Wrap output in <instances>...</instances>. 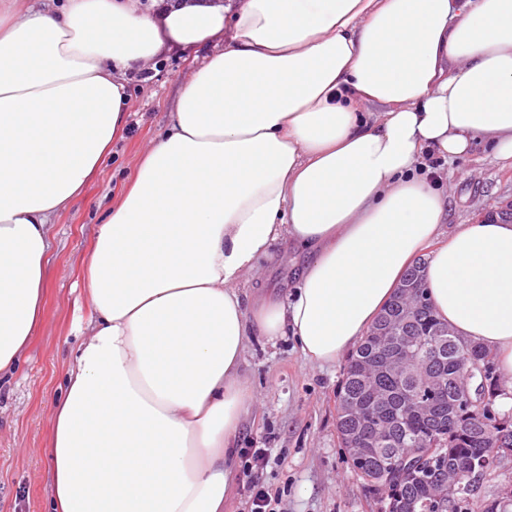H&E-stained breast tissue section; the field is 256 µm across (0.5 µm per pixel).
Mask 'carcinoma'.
Here are the masks:
<instances>
[{
	"label": "carcinoma",
	"mask_w": 512,
	"mask_h": 512,
	"mask_svg": "<svg viewBox=\"0 0 512 512\" xmlns=\"http://www.w3.org/2000/svg\"><path fill=\"white\" fill-rule=\"evenodd\" d=\"M426 265L407 270L345 364L336 429L353 473L385 492L384 512H472V492L512 456V414L495 409L506 386L493 354L435 315ZM507 502L511 480L485 512Z\"/></svg>",
	"instance_id": "carcinoma-1"
}]
</instances>
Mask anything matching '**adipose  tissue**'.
<instances>
[{"label":"adipose tissue","instance_id":"adipose-tissue-1","mask_svg":"<svg viewBox=\"0 0 512 512\" xmlns=\"http://www.w3.org/2000/svg\"><path fill=\"white\" fill-rule=\"evenodd\" d=\"M205 46L96 227L88 335L53 405L51 512H224L250 336L336 363L424 253L436 315L512 382V223L443 233L448 201L419 171L478 136L512 160V0L1 8L0 379L43 322L51 217L127 128L122 71ZM283 237L313 254L298 288L246 309L240 280Z\"/></svg>","mask_w":512,"mask_h":512}]
</instances>
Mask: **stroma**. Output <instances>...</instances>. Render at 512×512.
Returning <instances> with one entry per match:
<instances>
[{
	"label": "stroma",
	"instance_id": "obj_1",
	"mask_svg": "<svg viewBox=\"0 0 512 512\" xmlns=\"http://www.w3.org/2000/svg\"><path fill=\"white\" fill-rule=\"evenodd\" d=\"M203 58L200 51L174 49L128 74L127 133L113 141L111 157L82 196L50 222L44 321L24 362L0 386V512H48L53 401L84 340L89 313L81 282L84 261L97 224L167 124L182 82ZM440 171L448 194L444 232L512 203V166L484 141H477L470 156L444 161ZM272 253L258 277L242 279L243 292H252L257 282L281 294L295 288L309 253L284 238ZM342 370L339 363L309 364L288 336L273 344L259 336L249 342L240 375L257 402L241 425L237 445L269 449L271 461L257 477L276 512H381L378 497L342 458L336 429Z\"/></svg>",
	"mask_w": 512,
	"mask_h": 512
}]
</instances>
